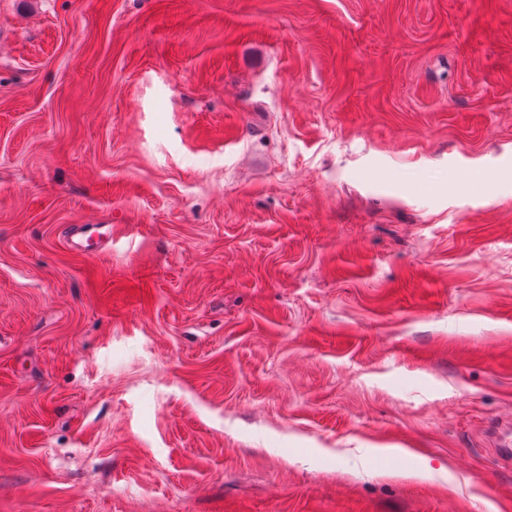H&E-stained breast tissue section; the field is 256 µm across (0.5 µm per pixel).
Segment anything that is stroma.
<instances>
[{
  "label": "stroma",
  "mask_w": 512,
  "mask_h": 512,
  "mask_svg": "<svg viewBox=\"0 0 512 512\" xmlns=\"http://www.w3.org/2000/svg\"><path fill=\"white\" fill-rule=\"evenodd\" d=\"M508 416L512 0H0V512H512Z\"/></svg>",
  "instance_id": "1"
}]
</instances>
